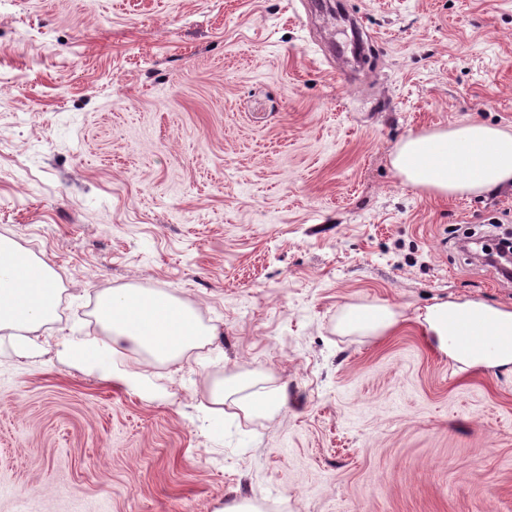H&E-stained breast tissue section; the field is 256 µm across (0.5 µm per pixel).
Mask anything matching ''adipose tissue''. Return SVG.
I'll return each instance as SVG.
<instances>
[{
  "mask_svg": "<svg viewBox=\"0 0 512 512\" xmlns=\"http://www.w3.org/2000/svg\"><path fill=\"white\" fill-rule=\"evenodd\" d=\"M392 166L406 185L441 197L512 187V132L465 122L410 134L396 145ZM61 292L58 276L45 262L0 236V330H14L18 350H31L28 332L56 318ZM94 315L106 343L90 337L69 341L66 354L146 395L158 394V387L145 372L116 368L115 355L128 350L140 361L174 362L211 343L214 336L213 329L177 297L135 286L100 293ZM397 322L387 306L350 307L343 327L383 334ZM418 322L431 347L455 363L512 373V307L448 300L426 307ZM463 323L494 337L495 345L488 349L462 346L458 327Z\"/></svg>",
  "mask_w": 512,
  "mask_h": 512,
  "instance_id": "ef3b65f1",
  "label": "adipose tissue"
}]
</instances>
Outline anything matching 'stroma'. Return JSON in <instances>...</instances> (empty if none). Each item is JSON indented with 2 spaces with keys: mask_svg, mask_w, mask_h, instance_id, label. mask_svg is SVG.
<instances>
[{
  "mask_svg": "<svg viewBox=\"0 0 512 512\" xmlns=\"http://www.w3.org/2000/svg\"><path fill=\"white\" fill-rule=\"evenodd\" d=\"M9 0L0 236L58 275L22 354L0 331V512H512V373L423 339L440 300L512 306L460 248L512 190L439 197L408 134L512 130V0ZM188 303L215 336L144 395L68 358L97 293ZM392 306L381 336L350 306ZM235 371L288 407L208 405Z\"/></svg>",
  "mask_w": 512,
  "mask_h": 512,
  "instance_id": "stroma-1",
  "label": "stroma"
}]
</instances>
